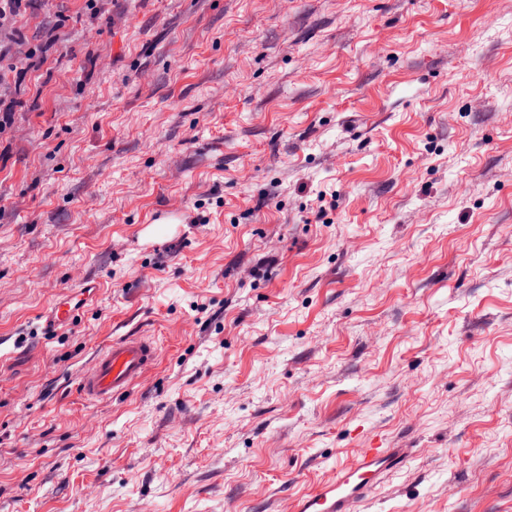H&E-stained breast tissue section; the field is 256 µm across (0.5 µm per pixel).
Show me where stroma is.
<instances>
[{"mask_svg": "<svg viewBox=\"0 0 512 512\" xmlns=\"http://www.w3.org/2000/svg\"><path fill=\"white\" fill-rule=\"evenodd\" d=\"M370 443L359 512H512V0H23L0 512H289ZM94 289L92 284L85 281L64 299L54 304L45 315V328L54 331L58 327L67 325L75 311L88 303ZM149 339L124 338L113 341L82 377L81 388L92 399H108L127 392L156 357Z\"/></svg>", "mask_w": 512, "mask_h": 512, "instance_id": "1", "label": "stroma"}]
</instances>
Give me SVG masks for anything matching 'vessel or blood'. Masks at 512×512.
<instances>
[{
  "instance_id": "vessel-or-blood-1",
  "label": "vessel or blood",
  "mask_w": 512,
  "mask_h": 512,
  "mask_svg": "<svg viewBox=\"0 0 512 512\" xmlns=\"http://www.w3.org/2000/svg\"><path fill=\"white\" fill-rule=\"evenodd\" d=\"M92 293V284L86 282L75 288L46 313V328L67 325ZM156 353L155 344L148 339L127 337L113 341L94 359L82 378L81 388L93 399H108L127 392L154 361ZM407 460L408 451L404 448L370 445L359 449L352 460L337 466L333 477L300 496L293 512H356L380 480L402 468Z\"/></svg>"
}]
</instances>
